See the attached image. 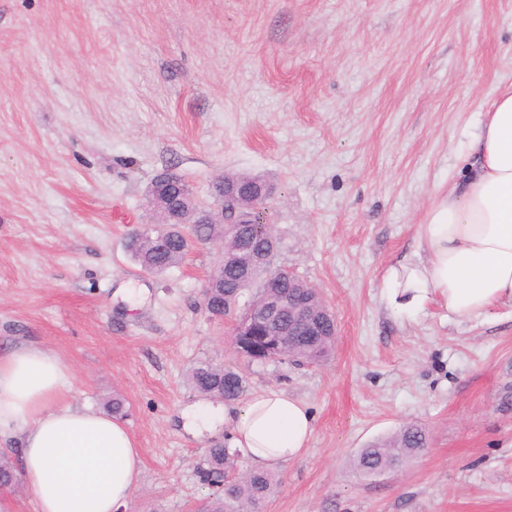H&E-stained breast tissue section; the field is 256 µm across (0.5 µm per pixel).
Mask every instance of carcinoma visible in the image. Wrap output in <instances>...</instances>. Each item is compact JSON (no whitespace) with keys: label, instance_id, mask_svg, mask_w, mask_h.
I'll use <instances>...</instances> for the list:
<instances>
[{"label":"carcinoma","instance_id":"cac0c4a2","mask_svg":"<svg viewBox=\"0 0 512 512\" xmlns=\"http://www.w3.org/2000/svg\"><path fill=\"white\" fill-rule=\"evenodd\" d=\"M168 192L173 201H178L179 189L186 187L184 179L173 173L158 184ZM243 227L246 230L244 245L252 251H271L278 253L279 243H269L262 231V226L270 223L265 202L259 201L248 206L242 213ZM216 232L210 224H168L162 231L169 242L162 252L152 248L148 241L132 239L127 245L128 251L140 267L150 273H162L181 262L185 252L182 251L184 238L193 234L204 241ZM218 270L224 271V283L221 288L210 290L209 304L218 312L224 302H237L244 290L262 282L263 273L258 270H246L230 266L219 260ZM281 291L312 300L316 310L322 309V300L314 288L302 278L294 275L282 279ZM335 344V337L320 336L312 343L286 349L282 357L291 358L307 364H317L328 358ZM243 350L247 361L263 364L275 359L269 350V341L262 335L253 337L246 344L235 343ZM192 388L206 396L235 402L246 393L244 376L232 369L210 362H201L193 367L189 376ZM428 442L426 430L417 425L401 428L390 437L381 439L367 448L361 449L354 460L355 468L365 476H375L388 470H395L409 459L417 456ZM238 450L215 443L206 453L207 474L220 475L235 464ZM18 483L17 471L11 457L0 454V490H9ZM278 486L276 476L269 472L246 470L232 481L224 483V494L211 503L206 512H262Z\"/></svg>","mask_w":512,"mask_h":512}]
</instances>
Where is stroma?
<instances>
[{
	"instance_id": "obj_1",
	"label": "stroma",
	"mask_w": 512,
	"mask_h": 512,
	"mask_svg": "<svg viewBox=\"0 0 512 512\" xmlns=\"http://www.w3.org/2000/svg\"><path fill=\"white\" fill-rule=\"evenodd\" d=\"M511 87L512 0H0V352L53 351L77 403L125 399L143 472L120 512L206 506L205 452L228 436L184 426L204 361L314 416L265 512H512V304L457 321L380 300ZM168 169L206 204L227 173L270 183L275 264L335 315L327 361L236 353L200 305L217 244L161 274L131 259ZM406 425L428 431L421 454L355 468Z\"/></svg>"
}]
</instances>
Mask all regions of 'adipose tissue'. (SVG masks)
Masks as SVG:
<instances>
[{
    "instance_id": "1",
    "label": "adipose tissue",
    "mask_w": 512,
    "mask_h": 512,
    "mask_svg": "<svg viewBox=\"0 0 512 512\" xmlns=\"http://www.w3.org/2000/svg\"><path fill=\"white\" fill-rule=\"evenodd\" d=\"M471 151L463 177L415 226V251L384 271L382 297L395 310L437 301L473 319L512 302V88L494 101ZM69 392V370L51 351L21 344L0 355V443L18 457L36 512H119L140 483L142 452L124 423ZM185 418L197 432L225 425L258 469L299 457L314 433L307 403L276 388Z\"/></svg>"
}]
</instances>
